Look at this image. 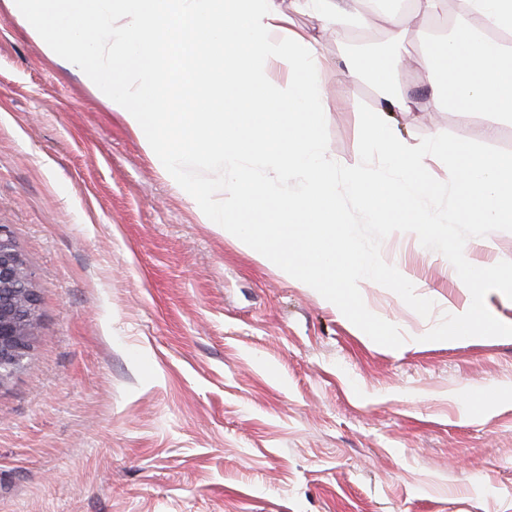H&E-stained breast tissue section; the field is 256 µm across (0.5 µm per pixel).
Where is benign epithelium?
Segmentation results:
<instances>
[{
    "label": "benign epithelium",
    "mask_w": 512,
    "mask_h": 512,
    "mask_svg": "<svg viewBox=\"0 0 512 512\" xmlns=\"http://www.w3.org/2000/svg\"><path fill=\"white\" fill-rule=\"evenodd\" d=\"M34 273L17 249L10 229L0 225V386L29 352L38 335Z\"/></svg>",
    "instance_id": "7a95c632"
}]
</instances>
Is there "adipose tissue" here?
I'll use <instances>...</instances> for the list:
<instances>
[{
    "label": "adipose tissue",
    "instance_id": "adipose-tissue-1",
    "mask_svg": "<svg viewBox=\"0 0 512 512\" xmlns=\"http://www.w3.org/2000/svg\"><path fill=\"white\" fill-rule=\"evenodd\" d=\"M469 12L483 21L482 30L458 26L451 37L436 41L421 65L434 89L436 107L454 112H494L512 117V46L493 39L496 31L512 32V0H466ZM350 79L374 81L383 91L381 110L365 121L366 150L385 165L378 172L360 165L346 174L349 192L360 198L374 223L395 217L434 232L424 213L416 210L423 196L452 193L461 219L468 224H498L512 214V156L477 151L469 142L436 141L434 151L448 152L455 163L444 182L425 179L426 156L398 139L393 112L408 111L409 97L395 89L385 61L347 65Z\"/></svg>",
    "mask_w": 512,
    "mask_h": 512
}]
</instances>
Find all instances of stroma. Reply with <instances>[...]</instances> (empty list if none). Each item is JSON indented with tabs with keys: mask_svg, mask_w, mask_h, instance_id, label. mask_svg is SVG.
Here are the masks:
<instances>
[{
	"mask_svg": "<svg viewBox=\"0 0 512 512\" xmlns=\"http://www.w3.org/2000/svg\"><path fill=\"white\" fill-rule=\"evenodd\" d=\"M325 72L329 157L359 162L354 24L282 0ZM415 104L395 131L512 155V119L433 112L415 56L444 31L371 16ZM0 224L36 276L41 327L0 386V512H512V337L391 349L214 225L118 113L0 4ZM383 259L430 317L371 281L367 308L427 332L469 301L448 259L393 233Z\"/></svg>",
	"mask_w": 512,
	"mask_h": 512,
	"instance_id": "1",
	"label": "stroma"
}]
</instances>
